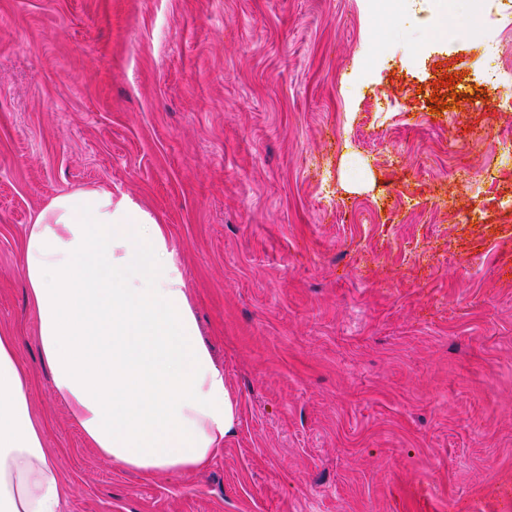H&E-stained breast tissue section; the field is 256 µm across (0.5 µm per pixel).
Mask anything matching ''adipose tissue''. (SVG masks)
Returning <instances> with one entry per match:
<instances>
[{"instance_id":"1","label":"adipose tissue","mask_w":512,"mask_h":512,"mask_svg":"<svg viewBox=\"0 0 512 512\" xmlns=\"http://www.w3.org/2000/svg\"><path fill=\"white\" fill-rule=\"evenodd\" d=\"M22 273L53 391L99 455L145 474L207 467L239 404L165 226L123 191H64L27 225ZM61 493L16 343L0 336V512H58Z\"/></svg>"}]
</instances>
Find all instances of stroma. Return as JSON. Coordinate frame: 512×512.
Instances as JSON below:
<instances>
[{"label": "stroma", "mask_w": 512, "mask_h": 512, "mask_svg": "<svg viewBox=\"0 0 512 512\" xmlns=\"http://www.w3.org/2000/svg\"><path fill=\"white\" fill-rule=\"evenodd\" d=\"M469 11L0 0V332L60 512H512V0ZM78 188L181 254L240 409L204 470L101 458L52 391L24 234ZM468 1L448 0V19L461 35L468 33L470 29Z\"/></svg>", "instance_id": "obj_1"}]
</instances>
